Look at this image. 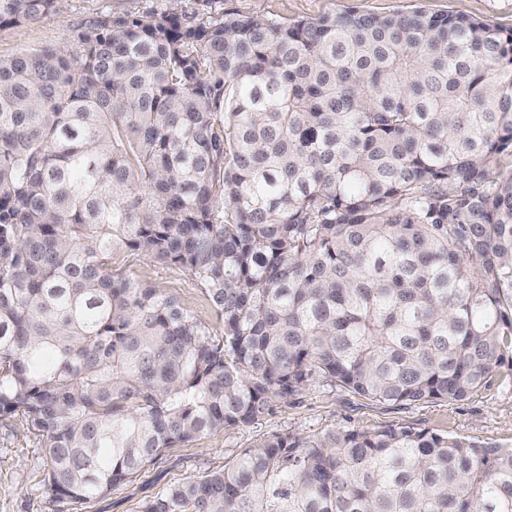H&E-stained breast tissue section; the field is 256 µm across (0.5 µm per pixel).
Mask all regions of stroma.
Instances as JSON below:
<instances>
[{"instance_id":"stroma-1","label":"stroma","mask_w":512,"mask_h":512,"mask_svg":"<svg viewBox=\"0 0 512 512\" xmlns=\"http://www.w3.org/2000/svg\"><path fill=\"white\" fill-rule=\"evenodd\" d=\"M170 9L194 23H206L228 12L291 22L348 10L387 15L417 9L430 15L451 13L479 18L499 28L512 29V0H59L58 13L38 26L1 28L0 58L48 45L75 49L77 33L103 12L135 17ZM112 267L176 296L213 331H221L201 290L179 268L129 250L115 252ZM392 425L510 445L512 388L494 381L463 401L395 407L357 397L313 378L288 401L277 403L246 425L211 431L192 443L167 449L134 483L90 504L53 502L46 489L43 448L38 436L20 417L0 416V512H135L139 501L222 468L239 449L271 435L319 437L332 431H373Z\"/></svg>"}]
</instances>
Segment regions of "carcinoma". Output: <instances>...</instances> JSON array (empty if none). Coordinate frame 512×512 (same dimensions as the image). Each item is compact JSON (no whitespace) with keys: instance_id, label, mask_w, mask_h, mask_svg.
I'll return each instance as SVG.
<instances>
[{"instance_id":"carcinoma-1","label":"carcinoma","mask_w":512,"mask_h":512,"mask_svg":"<svg viewBox=\"0 0 512 512\" xmlns=\"http://www.w3.org/2000/svg\"><path fill=\"white\" fill-rule=\"evenodd\" d=\"M57 0H0V28ZM180 268L219 336L112 270ZM312 377L379 404L512 383V30L420 10L98 16L0 59V415L89 503ZM137 512H512V445L275 434Z\"/></svg>"}]
</instances>
